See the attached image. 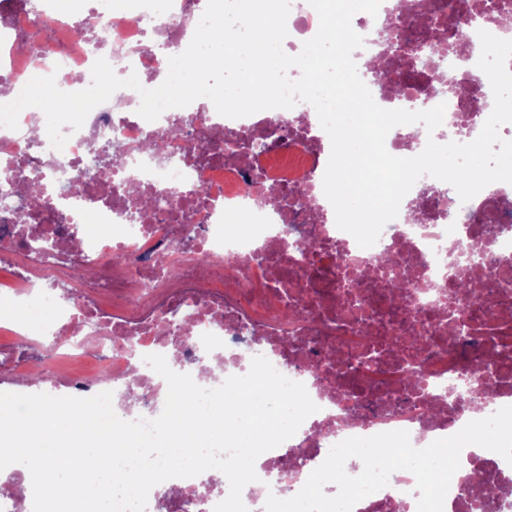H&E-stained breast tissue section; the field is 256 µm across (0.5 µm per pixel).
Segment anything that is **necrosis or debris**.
I'll list each match as a JSON object with an SVG mask.
<instances>
[{
	"label": "necrosis or debris",
	"mask_w": 512,
	"mask_h": 512,
	"mask_svg": "<svg viewBox=\"0 0 512 512\" xmlns=\"http://www.w3.org/2000/svg\"><path fill=\"white\" fill-rule=\"evenodd\" d=\"M468 0H382L377 15L357 13L352 26L364 38L353 58L382 108L427 110L445 104L434 133L422 124L398 126L386 148L402 157L428 140L466 143L490 115L488 78L477 66L479 30L512 39V0H480L475 27L452 29ZM207 0H0V94L18 97L32 76H54L76 92L92 82L105 58L118 77L137 74L158 86L168 59L189 45ZM440 33L454 50L420 59L409 55L414 80L387 91L373 63L392 46L419 44ZM138 91L119 89L95 107L63 149L52 147L37 113L23 109L17 129L0 126V197L40 205L23 223L0 229V263L16 273L21 290L0 291V331L30 351L14 374L34 370L37 340L26 311L32 297L51 299L65 288L69 306H54L45 326L54 338L49 356L64 366L73 396L112 392L126 400L139 387L144 409L124 420H151L165 405L166 381L144 361L165 356L169 367L201 387L242 375L252 358L266 357L287 378L305 385L318 412L284 445L256 463L258 479L245 486L249 512H265L268 495H296L330 448L349 437L405 430L414 447L452 436L469 421L512 405V185L495 182L468 202L448 183L425 175L403 198L397 217L369 248L340 230L323 192L331 141L315 109L301 102L232 119L213 103L165 110L155 121L138 115ZM278 128L281 139L242 161L227 142ZM169 138L165 156L151 144ZM118 142L125 154L112 163V186L102 189L90 171L92 151ZM70 182L55 184L60 169ZM185 187L186 202L158 208L166 190ZM107 233L71 239L85 222ZM306 238L307 252L289 248ZM50 249H33L35 239ZM92 267L91 278L76 269ZM177 277H169V269ZM474 278L479 291L461 293ZM406 285L397 297L393 283ZM361 308L358 320L340 318L344 299ZM473 325L479 343L454 344L449 320ZM343 351L373 356L361 377L348 359L315 353L313 337ZM427 347L413 349L411 337ZM491 383L492 403L458 404L473 367ZM211 469L173 478L180 497L173 512H213L228 492ZM419 493L414 475L393 472L384 488L353 512H411ZM446 512H512V465L496 453L464 448L444 502Z\"/></svg>",
	"instance_id": "4bbe7bcc"
}]
</instances>
